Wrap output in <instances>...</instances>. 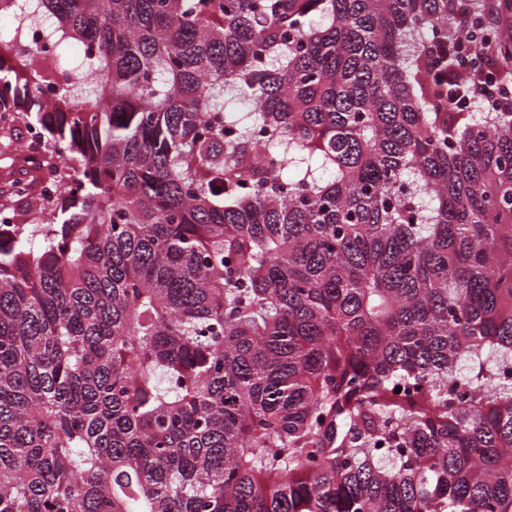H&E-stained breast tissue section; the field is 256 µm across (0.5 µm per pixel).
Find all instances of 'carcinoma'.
Here are the masks:
<instances>
[{
  "mask_svg": "<svg viewBox=\"0 0 512 512\" xmlns=\"http://www.w3.org/2000/svg\"><path fill=\"white\" fill-rule=\"evenodd\" d=\"M480 9L0 0V512H512ZM460 47L458 52L457 74L471 88L473 94L497 101L504 110L512 108V65L502 62L492 74L480 72L479 58L494 57V46L487 41L480 46H473L466 40L455 42Z\"/></svg>",
  "mask_w": 512,
  "mask_h": 512,
  "instance_id": "obj_1",
  "label": "carcinoma"
}]
</instances>
